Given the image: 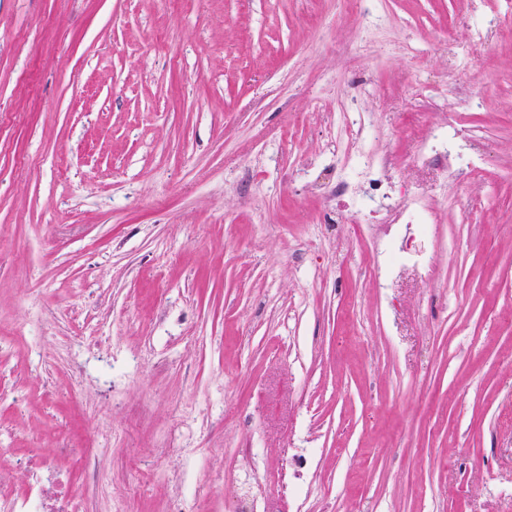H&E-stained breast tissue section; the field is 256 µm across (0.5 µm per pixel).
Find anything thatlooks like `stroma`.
<instances>
[{"label": "stroma", "mask_w": 512, "mask_h": 512, "mask_svg": "<svg viewBox=\"0 0 512 512\" xmlns=\"http://www.w3.org/2000/svg\"><path fill=\"white\" fill-rule=\"evenodd\" d=\"M471 23L0 0V488L66 448L87 512H512V17ZM451 118L479 172L417 164ZM362 157L429 235L355 222Z\"/></svg>", "instance_id": "stroma-1"}]
</instances>
